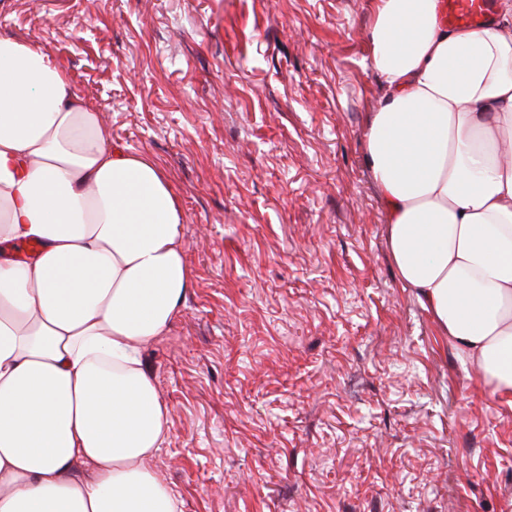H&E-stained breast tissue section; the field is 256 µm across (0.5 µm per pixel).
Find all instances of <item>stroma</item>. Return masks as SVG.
Listing matches in <instances>:
<instances>
[{
  "label": "stroma",
  "instance_id": "obj_1",
  "mask_svg": "<svg viewBox=\"0 0 512 512\" xmlns=\"http://www.w3.org/2000/svg\"><path fill=\"white\" fill-rule=\"evenodd\" d=\"M377 0H0L156 161L193 286L142 358L181 512H512V405L392 264Z\"/></svg>",
  "mask_w": 512,
  "mask_h": 512
}]
</instances>
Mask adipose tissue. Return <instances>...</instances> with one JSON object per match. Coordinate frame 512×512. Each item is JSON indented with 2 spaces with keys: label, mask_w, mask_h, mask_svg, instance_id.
Segmentation results:
<instances>
[{
  "label": "adipose tissue",
  "mask_w": 512,
  "mask_h": 512,
  "mask_svg": "<svg viewBox=\"0 0 512 512\" xmlns=\"http://www.w3.org/2000/svg\"><path fill=\"white\" fill-rule=\"evenodd\" d=\"M440 10L378 0L365 161L401 283L512 405V0L478 29ZM184 221L67 71L1 35L0 512H180L141 353L193 286Z\"/></svg>",
  "instance_id": "obj_1"
}]
</instances>
